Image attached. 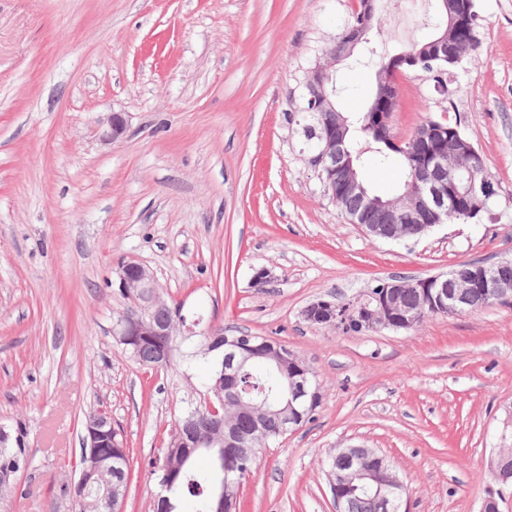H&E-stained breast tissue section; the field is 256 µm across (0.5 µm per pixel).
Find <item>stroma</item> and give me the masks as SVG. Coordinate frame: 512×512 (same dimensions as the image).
Here are the masks:
<instances>
[{"label":"stroma","instance_id":"obj_1","mask_svg":"<svg viewBox=\"0 0 512 512\" xmlns=\"http://www.w3.org/2000/svg\"><path fill=\"white\" fill-rule=\"evenodd\" d=\"M357 3L0 0V426H23L31 459L0 512H71L64 488L101 407L130 449L123 510L153 512L145 462L199 383L140 366L114 336L136 307L112 285L129 259L181 304V334L270 336L317 376L312 420L240 480L239 512H335L326 460L350 444L396 466L405 512H479L498 491L488 461L512 447V301L358 333L303 311L380 279L512 258V0H476L479 47L447 92L422 70L396 81L395 136L459 122L498 192L480 220L400 242L348 222L297 124L307 74ZM433 32L416 14L370 39L393 53ZM367 55L332 68L340 107L370 95ZM113 111L126 137L104 144Z\"/></svg>","mask_w":512,"mask_h":512}]
</instances>
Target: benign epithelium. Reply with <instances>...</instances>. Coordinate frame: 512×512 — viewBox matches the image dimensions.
I'll use <instances>...</instances> for the list:
<instances>
[{"instance_id":"1","label":"benign epithelium","mask_w":512,"mask_h":512,"mask_svg":"<svg viewBox=\"0 0 512 512\" xmlns=\"http://www.w3.org/2000/svg\"><path fill=\"white\" fill-rule=\"evenodd\" d=\"M439 2L444 25L419 51L400 52L392 58L389 65L378 71L377 94L369 111L374 112L378 105L388 104L394 100L398 73L404 68L414 69L418 59L426 58L447 63L457 57L458 48L451 42V34L463 21L468 2ZM370 31L371 28L366 24L348 27L344 32L348 50L352 51L366 41ZM336 61V45L333 44L324 52V61L317 63L309 71L306 81L308 102L316 112L336 113L335 103L326 92L330 68ZM127 127L125 113L112 112L104 121L100 139L106 144L120 141L125 138ZM444 131L446 127L438 122H432L418 128L413 138L436 139L442 137ZM321 140L322 144L311 150V156L308 158L310 165L317 168L320 173L329 175L347 166L351 152L345 137L331 126ZM482 166L480 153L472 146L418 159L413 165L410 191L394 200V204L405 207L412 224L399 232L383 231L373 224H362L361 230L373 238L395 241L426 234L435 226L434 217L440 212L447 211L448 204L459 202L462 196L465 197L469 208H481L485 198L495 192L492 183L485 180L477 182L473 179L471 171ZM344 191L357 196L366 210L374 208L377 204V200L370 197L354 177L345 184ZM508 268H512V259L470 265L451 273L448 277L439 274L424 278H393L368 290L358 300L346 305L330 299H319L304 309L303 316L309 323L322 327L338 328L351 322L360 330H376L396 325L409 329L425 308L438 313L461 314L466 309L469 293L473 288L483 290L486 303L489 305L511 301L512 276L505 274ZM118 288L124 295L138 301L139 311L126 316L122 327L116 330V335H176L179 324L184 322L182 316H171L163 322L154 318V312L165 308V305L158 298L157 284L149 268L136 260L123 262L118 271ZM417 289L422 292L420 307L412 309L402 306L400 296ZM260 355L274 356L281 366L299 361L294 351L279 342L246 344L238 338L225 340L223 360L217 362L214 372L213 391L200 394L197 407L192 411V415L201 421L202 429L197 431L186 426L179 430L176 441L200 444L201 434L206 431L210 433L212 442L221 445L227 453L238 454L242 437L235 427L224 425V411L229 406L245 405L235 384L237 373L243 364ZM288 384V401L284 407L277 410L284 434L299 428L305 408L313 405L319 395V387L310 380L309 371L305 368L292 375ZM111 431L112 417L104 409L92 412L85 423L79 476L70 485V499L76 507L83 504L92 486V479L101 474L112 475V480L106 483V505L109 507L115 501L114 494L118 493L119 487L124 483L123 472L118 466L119 459H112L97 452L99 448L112 446V439L109 438ZM504 453L505 449H496L489 461L490 470L503 490L512 483V475L495 466V461ZM341 454L349 459L347 480L350 484L374 492L377 499L386 506H395L396 494L403 486V482L391 471V464L385 457L374 455L361 445L347 446Z\"/></svg>"}]
</instances>
